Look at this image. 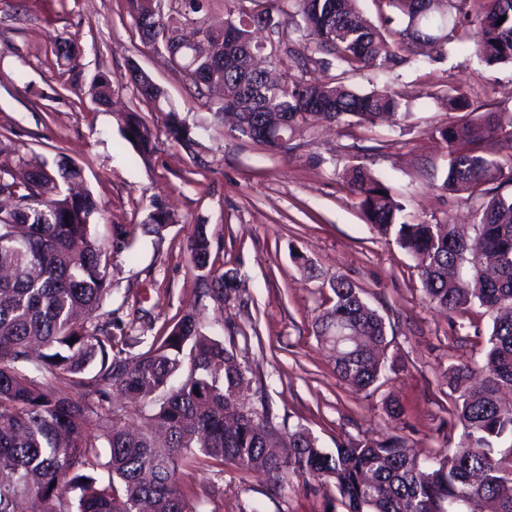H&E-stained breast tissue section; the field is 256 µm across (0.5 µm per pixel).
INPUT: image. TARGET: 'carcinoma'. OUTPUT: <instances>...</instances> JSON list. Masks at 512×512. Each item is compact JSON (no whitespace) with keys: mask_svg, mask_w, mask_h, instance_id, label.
Instances as JSON below:
<instances>
[{"mask_svg":"<svg viewBox=\"0 0 512 512\" xmlns=\"http://www.w3.org/2000/svg\"><path fill=\"white\" fill-rule=\"evenodd\" d=\"M174 2L203 42L182 46L161 0H129L136 30L155 27L151 37L139 34L142 45L175 51L170 63L198 96L221 87L208 109L220 121L230 117V131L265 152L323 122H407L411 114L401 111L394 91L361 93L348 81L368 67L395 69L412 47L441 56L456 41L489 64L512 63V0H475L479 7L470 10L469 0H440L430 18L422 0H382L392 14L378 25L356 0H224L221 26L203 14L204 0ZM260 52L267 68L257 72L250 54ZM324 52L337 73L324 82L306 79L307 63ZM130 78L162 114L170 141L189 151L200 145L204 127L166 108L164 89L143 81L135 64ZM111 94L110 79L98 75L90 98L105 105ZM424 95L461 113L428 136L446 161L441 189L476 202L473 235L417 219L363 167L351 168L345 183L365 223L413 259L431 307L450 318L477 307L490 313L481 363L448 369V414L461 428L454 447L421 459L396 435L327 450L301 426L280 433L267 407L241 403L245 367L224 341L203 333L195 311L146 350L127 353L112 313H99L111 294L109 257L89 226L102 209L89 192L75 198L58 191L59 182L81 178V169L59 162L51 171L22 157L0 166V512H28L32 500L41 512H193L180 468L226 462L273 485L318 477L347 512H512V403L503 399L512 393V194L493 186L512 183V153L500 149L512 141V116L504 122L495 112L475 114L463 84H431ZM118 124L148 161L150 124L135 110ZM172 223L157 206L137 229L112 225V242L126 249L138 229L160 239ZM187 252L199 277L210 280L201 297L224 301L239 292L236 275H212L207 225H195ZM330 288L332 304L317 316L316 336L336 374L366 390L382 372L384 320L350 280L338 276Z\"/></svg>","mask_w":512,"mask_h":512,"instance_id":"1","label":"carcinoma"}]
</instances>
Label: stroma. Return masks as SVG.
Instances as JSON below:
<instances>
[{"instance_id": "35a3bbf8", "label": "stroma", "mask_w": 512, "mask_h": 512, "mask_svg": "<svg viewBox=\"0 0 512 512\" xmlns=\"http://www.w3.org/2000/svg\"><path fill=\"white\" fill-rule=\"evenodd\" d=\"M58 40L73 42V61L56 58ZM133 64L189 121L206 125L199 154L161 134L160 118L128 81ZM100 74L112 81L114 111L86 94ZM459 81L470 83L485 111L512 113L511 64H487L454 43L442 60L416 48L408 64L369 68L354 80L362 92L396 91L412 114L409 126L319 125L269 154L215 121L166 53L143 47L127 0H0V165L36 153L52 167L67 156L105 207L90 232L107 245L113 225L144 223L154 204L173 214L162 239L137 235L129 255L107 271L112 293L103 309L137 337L132 352L183 312L201 309L204 332L219 335L247 369L246 407L267 404L279 430L305 427L328 449L392 433L423 458L458 438L446 373L476 356V338L489 336L492 320L477 313L451 321L430 308L412 258L364 223L342 174L367 168L420 220L467 223L472 203L441 189L444 160L427 136L459 115L446 100L423 95L429 84ZM129 108L159 132L149 160L120 134L114 112ZM198 224L208 227L217 272L244 281L239 297L200 299L202 283L186 251ZM297 253L310 270L297 266ZM339 275L361 288L386 326L385 368L362 391L337 376L313 331ZM391 399L402 405L401 419L387 417ZM180 483L197 512H247L254 503L263 512H345L310 476L275 487L227 463L184 470Z\"/></svg>"}]
</instances>
